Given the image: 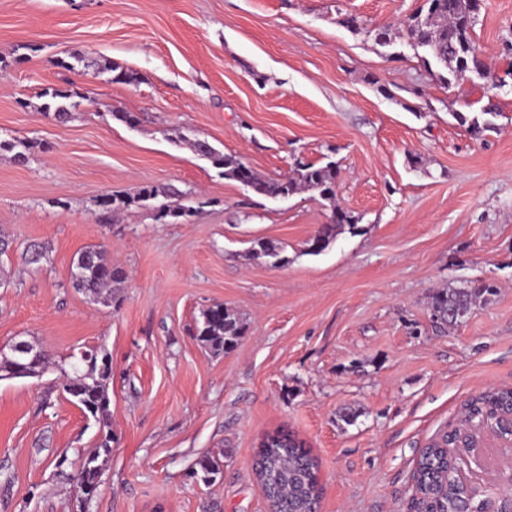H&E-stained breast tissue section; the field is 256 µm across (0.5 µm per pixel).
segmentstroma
Wrapping results in <instances>:
<instances>
[{"mask_svg": "<svg viewBox=\"0 0 512 512\" xmlns=\"http://www.w3.org/2000/svg\"><path fill=\"white\" fill-rule=\"evenodd\" d=\"M422 4L0 0V139L34 144L23 162L0 151V233L13 240L0 345L25 340L53 361L104 347L114 437L81 502L71 465L94 446L93 421L57 372L1 380L0 512H271L254 461L276 430L316 458L319 512H410L422 448L460 427L468 400L512 388V79L449 85L423 49L376 41ZM472 38L504 77L512 0H481ZM116 66L136 81L113 82ZM48 87L80 92L70 120L40 112ZM489 103L496 130L471 136L456 113ZM186 136L268 178L334 163L335 199L255 195ZM146 184L176 187L194 215L164 224L149 204H100ZM337 209L355 230L308 254ZM32 241L51 247L37 268L21 258ZM259 241L284 263L255 255ZM89 245L126 272L117 304L72 286ZM477 281L496 295L437 326L432 291ZM216 304L244 324L220 356L195 336ZM479 452L473 482L512 466L491 433ZM205 455L223 463L210 484L194 474Z\"/></svg>", "mask_w": 512, "mask_h": 512, "instance_id": "obj_1", "label": "stroma"}]
</instances>
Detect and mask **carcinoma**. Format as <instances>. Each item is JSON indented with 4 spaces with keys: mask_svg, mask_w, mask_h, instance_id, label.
Segmentation results:
<instances>
[{
    "mask_svg": "<svg viewBox=\"0 0 512 512\" xmlns=\"http://www.w3.org/2000/svg\"><path fill=\"white\" fill-rule=\"evenodd\" d=\"M425 10L413 15L401 28H382L376 39L385 43L404 37L411 43L424 45L426 51L442 69L447 71V84L460 82L471 76L479 60V53L471 38V29L480 8V0H425ZM44 99L42 111L59 120L72 117L80 93L73 88H48L40 94ZM496 109L489 106L476 115L456 114V119L468 125V131L481 138L494 129ZM191 146L194 152L211 160L224 170V176L242 182L249 181L254 194L266 198L289 197L303 190H316L325 199L335 197L336 170L332 165L302 164L294 174L281 178H265L256 174L240 159L223 155L205 140L197 138ZM155 201L157 219L178 221L191 215L194 207L182 202V195L169 186H146L133 196H105L100 204L106 208H127L139 202ZM344 224L354 225L352 217L342 213L332 216L328 224L319 227L309 242V252L324 251L337 236ZM72 270L79 273L74 284L93 301L108 306L117 302L113 288L124 279V270L106 258V251L91 245L81 251L73 262ZM497 286L480 282L468 288L448 291L437 290L431 294V307L436 322L454 325L470 310L472 304L485 295H493ZM196 337L213 355L232 350L243 334V326L233 313L217 304L202 313L197 324ZM70 368L59 365V390L98 426V442L82 457L75 480L81 496L94 494L100 483L103 465L112 454V429L110 421L109 384L112 382V361L106 350L92 347L86 354L73 356ZM50 366L49 358L39 355L36 367L26 370L16 368L10 356L0 357V380L40 377ZM448 437L424 449L415 473L417 508L419 512H452L465 496L466 489L459 481H449L452 472V455L448 451ZM201 479L211 482L221 472V462L205 456L198 462ZM271 474L277 482L272 500L277 512H316L320 487L316 459L305 448L272 449L268 458Z\"/></svg>",
    "mask_w": 512,
    "mask_h": 512,
    "instance_id": "carcinoma-1",
    "label": "carcinoma"
}]
</instances>
